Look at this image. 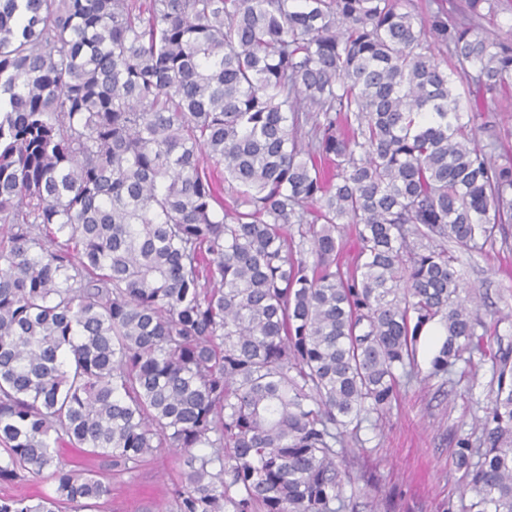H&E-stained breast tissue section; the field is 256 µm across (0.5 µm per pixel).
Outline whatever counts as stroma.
Listing matches in <instances>:
<instances>
[{
    "label": "stroma",
    "instance_id": "1",
    "mask_svg": "<svg viewBox=\"0 0 512 512\" xmlns=\"http://www.w3.org/2000/svg\"><path fill=\"white\" fill-rule=\"evenodd\" d=\"M478 123L481 141L500 137L512 150V96L487 100ZM458 270L474 313L498 321L486 338L490 353H471L466 370L435 375L430 359L442 339H421L417 370L399 378L390 408L370 413L336 445L337 467L346 474L340 512H469L473 494L458 454L461 443L481 444L479 423L497 389L491 353H512V227L483 251L460 253ZM89 465L112 483L111 500L94 512H149L171 504L182 485L183 459L166 450L133 478L97 459Z\"/></svg>",
    "mask_w": 512,
    "mask_h": 512
}]
</instances>
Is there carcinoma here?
I'll list each match as a JSON object with an SVG mask.
<instances>
[{"mask_svg":"<svg viewBox=\"0 0 512 512\" xmlns=\"http://www.w3.org/2000/svg\"><path fill=\"white\" fill-rule=\"evenodd\" d=\"M507 12L0 0V481H50L0 512L109 501L69 448L128 474L184 454L176 512H337L338 429L391 405L421 328L446 331L435 373L483 350L434 241L512 224V152L476 139L512 89V40L479 29ZM495 360L470 512H512Z\"/></svg>","mask_w":512,"mask_h":512,"instance_id":"1","label":"carcinoma"}]
</instances>
